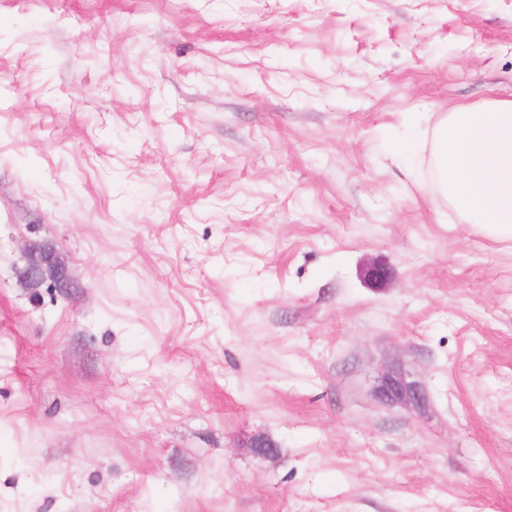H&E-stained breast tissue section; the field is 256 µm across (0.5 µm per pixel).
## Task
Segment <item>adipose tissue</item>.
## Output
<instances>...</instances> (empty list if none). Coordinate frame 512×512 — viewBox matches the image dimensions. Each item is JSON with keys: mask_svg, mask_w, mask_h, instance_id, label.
<instances>
[{"mask_svg": "<svg viewBox=\"0 0 512 512\" xmlns=\"http://www.w3.org/2000/svg\"><path fill=\"white\" fill-rule=\"evenodd\" d=\"M434 168L461 223L512 232V99L448 112L438 125Z\"/></svg>", "mask_w": 512, "mask_h": 512, "instance_id": "ef3b65f1", "label": "adipose tissue"}]
</instances>
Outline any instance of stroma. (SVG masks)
<instances>
[{"label":"stroma","mask_w":512,"mask_h":512,"mask_svg":"<svg viewBox=\"0 0 512 512\" xmlns=\"http://www.w3.org/2000/svg\"><path fill=\"white\" fill-rule=\"evenodd\" d=\"M500 98L512 0H0V512H512V234L434 175ZM27 263L18 274L22 288H75L68 265L53 244L29 243L25 247ZM374 394L382 404L406 410H420L428 403L425 390L403 362L391 364L380 373Z\"/></svg>","instance_id":"stroma-1"}]
</instances>
